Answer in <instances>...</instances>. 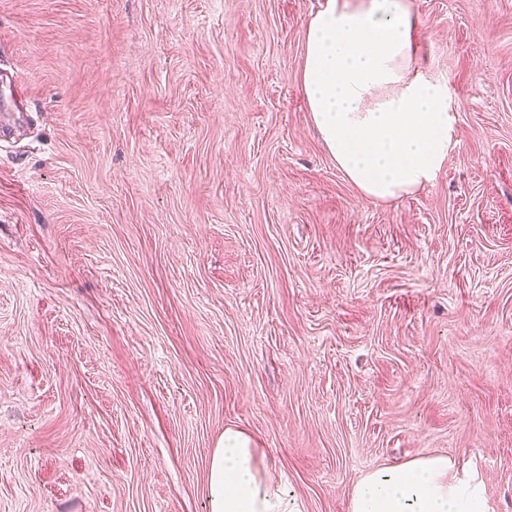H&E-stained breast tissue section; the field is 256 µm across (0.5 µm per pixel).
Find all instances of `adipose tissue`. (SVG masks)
<instances>
[{"label": "adipose tissue", "mask_w": 512, "mask_h": 512, "mask_svg": "<svg viewBox=\"0 0 512 512\" xmlns=\"http://www.w3.org/2000/svg\"><path fill=\"white\" fill-rule=\"evenodd\" d=\"M418 25L405 0H323L306 29L301 84L313 124L347 178L379 201L432 181L451 150L449 89L414 64ZM268 472L252 439L225 429L209 462V512H300ZM351 512H488V505L474 474L427 456L365 475Z\"/></svg>", "instance_id": "obj_1"}]
</instances>
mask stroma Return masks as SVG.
<instances>
[{
  "instance_id": "35a3bbf8",
  "label": "stroma",
  "mask_w": 512,
  "mask_h": 512,
  "mask_svg": "<svg viewBox=\"0 0 512 512\" xmlns=\"http://www.w3.org/2000/svg\"><path fill=\"white\" fill-rule=\"evenodd\" d=\"M408 2L454 146L375 201L321 0H0V512H207L228 428L302 512L426 455L512 512V0Z\"/></svg>"
}]
</instances>
